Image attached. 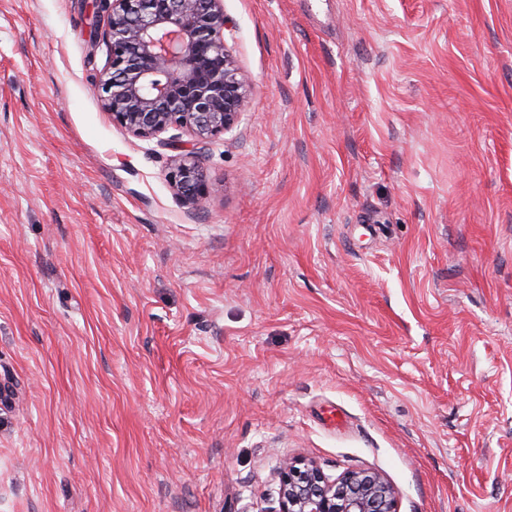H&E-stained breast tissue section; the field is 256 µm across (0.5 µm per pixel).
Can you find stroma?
Masks as SVG:
<instances>
[{"label": "stroma", "instance_id": "obj_1", "mask_svg": "<svg viewBox=\"0 0 512 512\" xmlns=\"http://www.w3.org/2000/svg\"><path fill=\"white\" fill-rule=\"evenodd\" d=\"M224 14L194 212L90 0H0V512H276L293 456L512 512V0Z\"/></svg>", "mask_w": 512, "mask_h": 512}]
</instances>
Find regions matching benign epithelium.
I'll return each mask as SVG.
<instances>
[{
    "label": "benign epithelium",
    "instance_id": "benign-epithelium-1",
    "mask_svg": "<svg viewBox=\"0 0 512 512\" xmlns=\"http://www.w3.org/2000/svg\"><path fill=\"white\" fill-rule=\"evenodd\" d=\"M110 63L98 81L112 123L137 138L175 127L196 141L214 139L239 120L248 77L224 40V0H93ZM168 180L180 200L209 196L205 157L172 143ZM279 512H397L393 486L373 470L327 476L312 460L280 468Z\"/></svg>",
    "mask_w": 512,
    "mask_h": 512
}]
</instances>
